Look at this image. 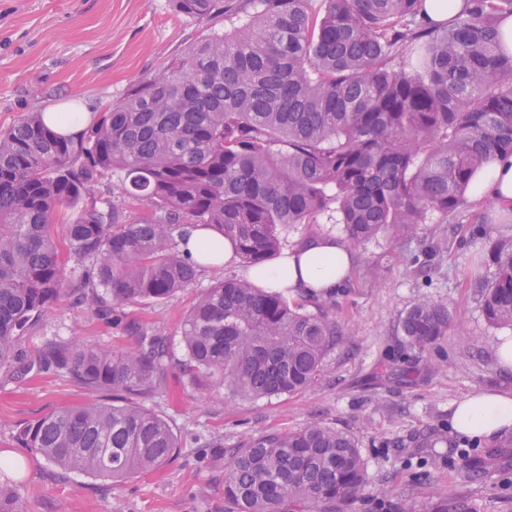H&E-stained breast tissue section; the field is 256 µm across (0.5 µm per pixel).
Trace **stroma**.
Returning a JSON list of instances; mask_svg holds the SVG:
<instances>
[{"label":"stroma","instance_id":"35a3bbf8","mask_svg":"<svg viewBox=\"0 0 512 512\" xmlns=\"http://www.w3.org/2000/svg\"><path fill=\"white\" fill-rule=\"evenodd\" d=\"M226 26L178 15L170 0H0V130L52 104L103 112ZM506 237L512 220L485 203L470 205L458 223L419 225L413 239L385 235L353 248L354 271L332 312L342 345L307 390L259 399L195 389L179 366L186 313L202 291L241 275V263L201 272L192 288L161 303L128 304L105 320L78 302L88 261L61 247L67 294L21 337L12 367L0 369V456L25 462L24 470L0 472V483L16 489L28 512H224L227 451L266 431L319 423L352 433L367 463V486L339 512H435L444 498L463 501L469 512H512V431L464 439L476 460L465 473L449 465L447 446L460 400L512 392V368L497 356L512 330L488 324L471 286L472 276L493 275L491 248ZM425 249L435 252L431 266L411 265ZM422 298L447 305L453 321L446 336L419 350L406 344L400 321ZM134 323L162 335L169 349L158 391L142 404L173 430V456L113 481L61 470L27 448L28 424L64 406L110 399L65 372L31 368L44 343L77 335L124 349L138 341ZM410 459L424 460L426 476H415Z\"/></svg>","mask_w":512,"mask_h":512}]
</instances>
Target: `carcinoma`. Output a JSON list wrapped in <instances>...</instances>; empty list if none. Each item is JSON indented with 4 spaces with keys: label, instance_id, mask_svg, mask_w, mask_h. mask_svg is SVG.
<instances>
[{
    "label": "carcinoma",
    "instance_id": "carcinoma-1",
    "mask_svg": "<svg viewBox=\"0 0 512 512\" xmlns=\"http://www.w3.org/2000/svg\"><path fill=\"white\" fill-rule=\"evenodd\" d=\"M425 0H172L176 13L224 17L168 71L134 84L76 135L32 112L0 132V367L17 338L64 296L63 234L91 262L86 301L110 318L194 285L180 250L183 226L211 228L245 266L281 255L284 233L324 217L351 246L408 237L469 206L472 179L512 154V53L498 22L512 0H469L453 23L431 25ZM117 178L123 204L86 202L95 178ZM481 308L512 329V240L495 246ZM326 297L226 278L202 292L182 327L184 375L196 387L264 398L307 389L343 341ZM448 306L424 298L401 321L408 345L447 335ZM168 357L146 332L116 352L74 337L49 340L42 367L112 391L110 404H76L27 425L26 446L63 470L124 479L152 471L178 448L152 395ZM368 483L357 438L310 424L265 432L224 460L227 512H336ZM0 512H26L0 485Z\"/></svg>",
    "mask_w": 512,
    "mask_h": 512
}]
</instances>
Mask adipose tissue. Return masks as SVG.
Instances as JSON below:
<instances>
[{
    "mask_svg": "<svg viewBox=\"0 0 512 512\" xmlns=\"http://www.w3.org/2000/svg\"><path fill=\"white\" fill-rule=\"evenodd\" d=\"M473 202H494L512 210V154L496 156L487 169L474 178ZM184 255L202 267L221 269L232 264L234 253L228 240L202 228L187 227ZM354 257L343 238L321 234L308 243L288 249L279 258L246 269L245 278L262 288L288 291L290 295H325L348 281ZM452 426L460 434L489 439L512 430V395L478 392L457 405Z\"/></svg>",
    "mask_w": 512,
    "mask_h": 512,
    "instance_id": "ef3b65f1",
    "label": "adipose tissue"
}]
</instances>
